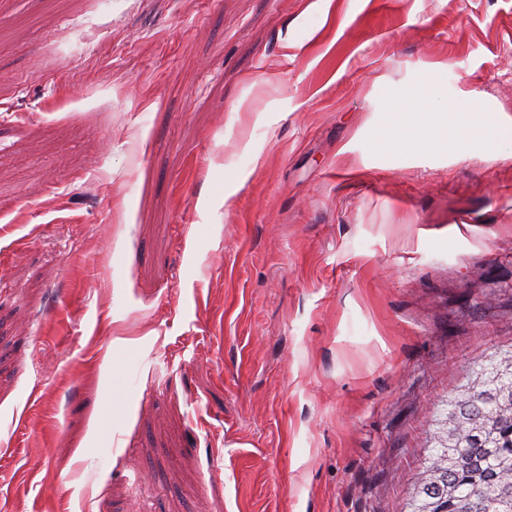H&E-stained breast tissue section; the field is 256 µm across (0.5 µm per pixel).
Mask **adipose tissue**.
Returning <instances> with one entry per match:
<instances>
[{
  "label": "adipose tissue",
  "instance_id": "obj_1",
  "mask_svg": "<svg viewBox=\"0 0 512 512\" xmlns=\"http://www.w3.org/2000/svg\"><path fill=\"white\" fill-rule=\"evenodd\" d=\"M380 142L413 150L442 145L452 156L464 148L474 147L484 155L495 156L503 145L512 143V119L479 109L467 92L449 108L445 122L440 125L423 120L408 129L404 126L403 111H396L392 129L382 135Z\"/></svg>",
  "mask_w": 512,
  "mask_h": 512
}]
</instances>
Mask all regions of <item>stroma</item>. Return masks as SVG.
Wrapping results in <instances>:
<instances>
[{
    "label": "stroma",
    "mask_w": 512,
    "mask_h": 512,
    "mask_svg": "<svg viewBox=\"0 0 512 512\" xmlns=\"http://www.w3.org/2000/svg\"><path fill=\"white\" fill-rule=\"evenodd\" d=\"M431 78L512 119V0H0V512H403L512 349Z\"/></svg>",
    "instance_id": "35a3bbf8"
}]
</instances>
